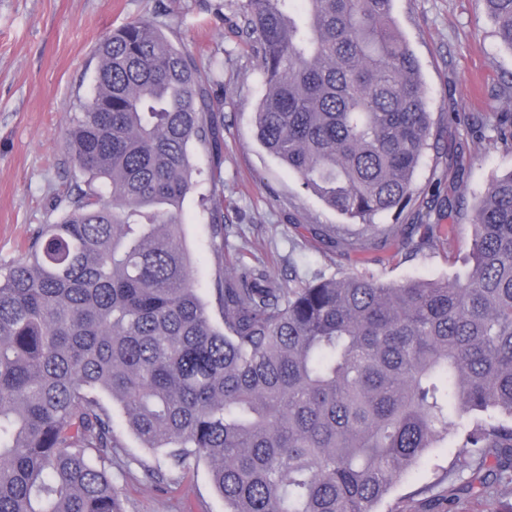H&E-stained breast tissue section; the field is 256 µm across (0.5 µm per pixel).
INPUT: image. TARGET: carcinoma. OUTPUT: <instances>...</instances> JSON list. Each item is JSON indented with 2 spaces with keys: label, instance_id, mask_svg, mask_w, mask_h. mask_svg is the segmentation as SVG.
<instances>
[{
  "label": "carcinoma",
  "instance_id": "obj_1",
  "mask_svg": "<svg viewBox=\"0 0 512 512\" xmlns=\"http://www.w3.org/2000/svg\"><path fill=\"white\" fill-rule=\"evenodd\" d=\"M484 5L512 50V0ZM240 23L265 87L259 141L328 207L380 231L373 219L410 199L433 125L393 0H242ZM95 55L66 140L85 180L0 271V512H123L94 463L116 445L100 391L169 471L208 463L227 512H377L450 433L470 478L431 512L511 485L512 172L476 206L464 280L287 289L233 267L216 278L219 325L182 210L216 181L190 147L219 155L220 102L149 21Z\"/></svg>",
  "mask_w": 512,
  "mask_h": 512
}]
</instances>
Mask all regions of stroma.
Listing matches in <instances>:
<instances>
[{
	"label": "stroma",
	"instance_id": "1",
	"mask_svg": "<svg viewBox=\"0 0 512 512\" xmlns=\"http://www.w3.org/2000/svg\"><path fill=\"white\" fill-rule=\"evenodd\" d=\"M241 0H0V267L20 259L33 232L58 220L61 199L77 171L65 149L71 113L89 94L94 48L133 20H149L197 60L223 102L218 184L202 183L183 208V237L197 288L213 300L217 274L209 212L221 206L224 255L262 263L283 287L320 278L365 275L385 283L453 279L471 268L474 206L491 181L512 171V150L492 140L498 112H512V51L500 45L482 0H394L393 15L417 56L433 114L429 146L414 191L403 208L378 217L382 227L419 241L435 223L433 184L455 183L461 205L442 243L417 253L395 252L382 235L327 207L256 137L262 77L249 38L239 28ZM460 122H451V115ZM320 225L363 235L356 253L311 234ZM105 468L124 512H225L210 468L147 477L162 453L143 448L125 426ZM463 451L449 437L427 450L393 485L380 512H424L425 488L447 484L448 467Z\"/></svg>",
	"mask_w": 512,
	"mask_h": 512
}]
</instances>
